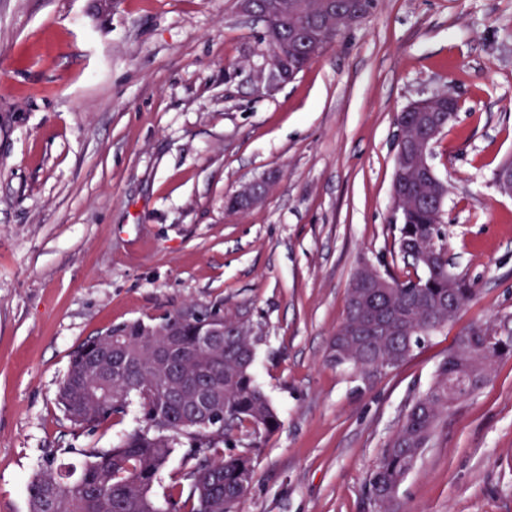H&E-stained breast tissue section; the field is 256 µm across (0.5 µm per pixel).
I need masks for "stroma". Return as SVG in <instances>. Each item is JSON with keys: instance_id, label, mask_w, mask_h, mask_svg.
<instances>
[{"instance_id": "obj_1", "label": "stroma", "mask_w": 512, "mask_h": 512, "mask_svg": "<svg viewBox=\"0 0 512 512\" xmlns=\"http://www.w3.org/2000/svg\"><path fill=\"white\" fill-rule=\"evenodd\" d=\"M262 26L238 0H0V512H28L44 458L78 462L136 410L75 429L56 404L71 353L186 306L247 321L281 420L233 432L240 512H378L369 473L456 334L512 317V0H378L286 85L255 87ZM453 93L433 159L448 255L473 300L399 366L330 360L347 288L393 257V116ZM271 178L266 200L227 196ZM403 512H512V356L443 421Z\"/></svg>"}]
</instances>
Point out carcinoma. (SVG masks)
Returning a JSON list of instances; mask_svg holds the SVG:
<instances>
[{"mask_svg": "<svg viewBox=\"0 0 512 512\" xmlns=\"http://www.w3.org/2000/svg\"><path fill=\"white\" fill-rule=\"evenodd\" d=\"M290 18L267 16L260 42L267 45L288 31ZM339 34L323 35L288 53V68L297 72L331 47ZM425 113L396 112L394 122L404 137H424L428 129ZM408 162L393 170L391 191L395 206L404 212L396 239V254L407 267L422 268L426 276L400 279L391 272L358 270L350 283L345 317L332 340L336 365L368 370L395 367L413 348L453 321L448 297L458 307L468 305L475 295L473 284L452 270L445 247L446 230L437 207L446 201L448 187L435 177L416 181L407 176ZM389 288L381 294L373 288L377 277ZM381 308L387 331L380 334L351 331L354 308L364 295ZM187 309L165 312L156 324L142 321L123 323L80 344L71 354L66 375L59 384L57 404L76 428L95 427L126 413L137 402L140 426L125 434L110 448H83L80 468L56 463L49 458L27 484L29 512H160L153 494L155 483L176 445L186 447L192 462L187 479L191 489L184 493L181 482L167 488L168 512H237L253 480L252 460L233 449H224V438L235 431L252 428L271 434L281 421L269 398L253 376L255 339L247 326L226 318L224 345L214 349L201 346L202 329L221 318L215 310ZM180 332L175 357L188 351L182 372L187 391L174 400L153 373L140 365L151 360L157 348L166 345L165 330ZM120 332L124 353L131 368L91 377L83 370L84 358L110 347L112 331ZM512 353V329L506 325L475 323L463 329L436 370L433 384L406 409L395 433L387 442L381 460L370 473L368 483L382 512H399L397 488L412 469L421 449L428 447L441 419L458 404L478 394L489 382L495 362ZM208 378L209 407L224 421V431L209 435L194 422L179 430H168L173 420L184 418L194 401L195 385Z\"/></svg>", "mask_w": 512, "mask_h": 512, "instance_id": "obj_1", "label": "carcinoma"}]
</instances>
